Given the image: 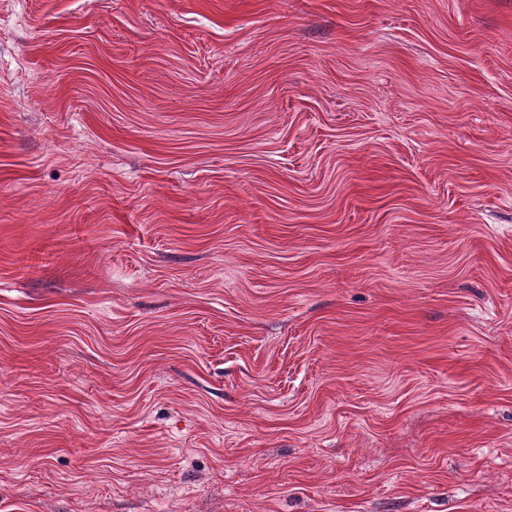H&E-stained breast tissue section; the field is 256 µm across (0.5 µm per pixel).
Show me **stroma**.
Masks as SVG:
<instances>
[{
  "label": "stroma",
  "instance_id": "35a3bbf8",
  "mask_svg": "<svg viewBox=\"0 0 512 512\" xmlns=\"http://www.w3.org/2000/svg\"><path fill=\"white\" fill-rule=\"evenodd\" d=\"M0 512H512V0H0Z\"/></svg>",
  "mask_w": 512,
  "mask_h": 512
}]
</instances>
